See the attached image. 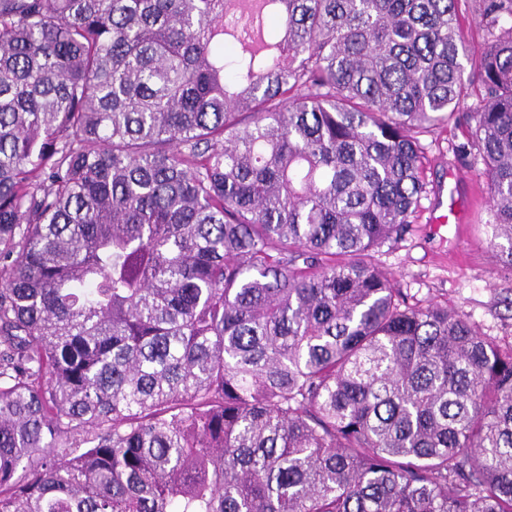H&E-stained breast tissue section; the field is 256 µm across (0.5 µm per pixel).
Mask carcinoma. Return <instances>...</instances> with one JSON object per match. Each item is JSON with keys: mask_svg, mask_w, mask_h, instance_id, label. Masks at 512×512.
I'll return each mask as SVG.
<instances>
[{"mask_svg": "<svg viewBox=\"0 0 512 512\" xmlns=\"http://www.w3.org/2000/svg\"><path fill=\"white\" fill-rule=\"evenodd\" d=\"M0 0V512H512V347L372 252L467 142L512 270V0Z\"/></svg>", "mask_w": 512, "mask_h": 512, "instance_id": "carcinoma-1", "label": "carcinoma"}]
</instances>
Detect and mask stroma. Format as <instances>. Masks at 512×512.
Here are the masks:
<instances>
[{
  "instance_id": "stroma-1",
  "label": "stroma",
  "mask_w": 512,
  "mask_h": 512,
  "mask_svg": "<svg viewBox=\"0 0 512 512\" xmlns=\"http://www.w3.org/2000/svg\"><path fill=\"white\" fill-rule=\"evenodd\" d=\"M476 102L473 96L461 101L456 121L423 136L426 192L420 211L402 240L382 246L374 259L410 302L447 303L470 315L481 333L507 346L512 344V271L498 267L490 250L488 187L478 174L481 162L457 151L469 129L465 117ZM452 174L460 178L468 217L462 224L438 226L431 217L439 190Z\"/></svg>"
}]
</instances>
